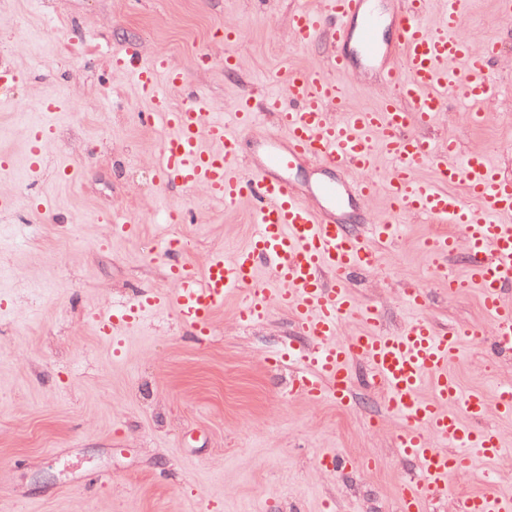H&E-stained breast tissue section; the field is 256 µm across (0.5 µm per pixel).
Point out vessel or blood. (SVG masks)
<instances>
[{
    "instance_id": "b4317fda",
    "label": "vessel or blood",
    "mask_w": 512,
    "mask_h": 512,
    "mask_svg": "<svg viewBox=\"0 0 512 512\" xmlns=\"http://www.w3.org/2000/svg\"><path fill=\"white\" fill-rule=\"evenodd\" d=\"M430 2L399 0L388 13L375 0L295 8L290 36L300 47L329 41L323 66L289 67L283 94L259 104L238 99L228 122L213 117L210 98L199 91L172 106L184 74L167 56L146 58L135 47L113 54V75L132 78L151 103L148 121L168 130L158 161L160 185L201 186L229 205L254 199L259 205L251 239L231 253L210 255L203 267L179 261L182 236L162 238L159 251L172 259L171 290L147 292L97 324L108 334L169 310L194 335L206 336L225 299L241 292L248 295L237 312L242 324L261 322L275 308L287 310L304 341L292 394L349 405L351 365L358 359L383 389L386 409L401 424L397 452L420 473L401 484V512H421L423 502L447 499L452 512H512L511 501L492 493H448L449 476L468 471L473 454L497 460L505 452L500 433L485 421L492 415L512 419V383L499 384L490 397L479 388L463 389L451 370L466 341L482 342L483 330L438 326L424 313L425 289L409 283L401 302L411 317L401 330L388 331L378 307L360 302L348 286L351 273L379 266L377 244L398 238L407 217L452 225L454 233L424 242L432 275L449 282V296L477 291L495 347L512 348V299L505 295L512 286V177L486 153H464L455 141L426 134L453 97L467 106L470 123L486 120L485 107L499 91L489 72L498 45L471 47L462 34L461 0H445L442 18L427 25ZM357 65L378 69L392 87L379 106H350L346 79ZM263 111L274 116L276 131L253 135ZM46 132L44 123L26 132L31 171L43 165ZM246 145L255 161L243 169ZM382 158L390 168L379 178ZM307 161L321 176L302 194L288 174ZM424 166L433 178L418 177ZM378 197L387 208L365 231L343 223L357 204ZM460 251L466 273L452 280L445 262ZM263 267L269 273L264 282L258 275ZM347 323L354 331L345 336Z\"/></svg>"
}]
</instances>
